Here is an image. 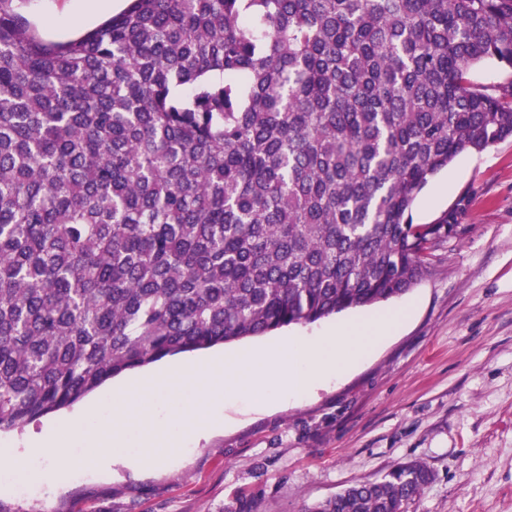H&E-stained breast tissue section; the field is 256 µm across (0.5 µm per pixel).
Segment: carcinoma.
I'll list each match as a JSON object with an SVG mask.
<instances>
[{
  "label": "carcinoma",
  "mask_w": 512,
  "mask_h": 512,
  "mask_svg": "<svg viewBox=\"0 0 512 512\" xmlns=\"http://www.w3.org/2000/svg\"><path fill=\"white\" fill-rule=\"evenodd\" d=\"M512 0H130L46 42L0 0V431L167 356L406 294L512 137ZM401 463L308 512H408ZM469 76L474 85L492 88L508 83L512 79V72L497 63L485 62L473 67Z\"/></svg>",
  "instance_id": "obj_1"
}]
</instances>
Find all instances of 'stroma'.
Listing matches in <instances>:
<instances>
[{
    "mask_svg": "<svg viewBox=\"0 0 512 512\" xmlns=\"http://www.w3.org/2000/svg\"><path fill=\"white\" fill-rule=\"evenodd\" d=\"M82 0H24L47 41L102 23L70 25ZM459 238L436 246L430 272L398 298L312 324L408 309L401 329L335 384L282 407L224 408V428L175 460L104 472L67 451L58 485L21 495L0 477V512H307L401 462L434 479L409 512H512V138L460 155L418 196L414 223L431 224L460 198Z\"/></svg>",
    "mask_w": 512,
    "mask_h": 512,
    "instance_id": "stroma-1",
    "label": "stroma"
}]
</instances>
